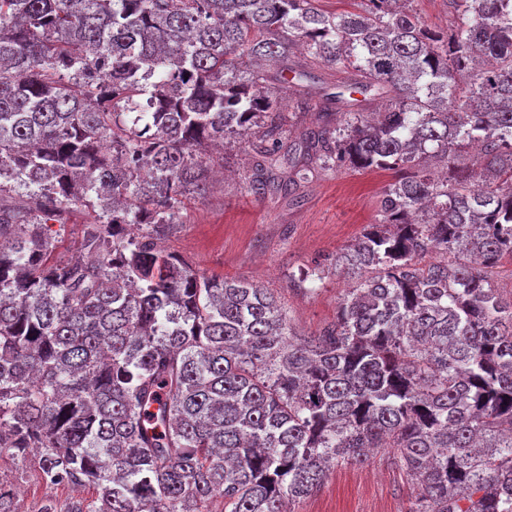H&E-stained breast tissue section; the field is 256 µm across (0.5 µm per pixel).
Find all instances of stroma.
Wrapping results in <instances>:
<instances>
[{"instance_id": "35a3bbf8", "label": "stroma", "mask_w": 512, "mask_h": 512, "mask_svg": "<svg viewBox=\"0 0 512 512\" xmlns=\"http://www.w3.org/2000/svg\"><path fill=\"white\" fill-rule=\"evenodd\" d=\"M314 85L295 79L285 84L284 142L300 130L318 124L322 94L338 92L348 73L321 69ZM311 98L307 110L293 102L300 94ZM218 175L206 195L184 198L179 222L167 235L168 250L188 261L205 276L234 278L270 289L278 296L293 327L313 334L336 315V301L348 280L335 268L336 254L360 237L374 223L388 171H357L346 167L311 175L299 190V203L251 193L254 171L250 148L225 143L209 158ZM320 266L324 278L317 291L291 289L288 279L298 269ZM0 480L17 483L19 512H34L46 495L66 499L69 491L46 489L34 465L19 467L7 453H0ZM411 490L398 471L378 457L359 466L331 469L321 490L294 503L293 512H407Z\"/></svg>"}]
</instances>
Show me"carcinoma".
Masks as SVG:
<instances>
[{
	"mask_svg": "<svg viewBox=\"0 0 512 512\" xmlns=\"http://www.w3.org/2000/svg\"><path fill=\"white\" fill-rule=\"evenodd\" d=\"M316 2L0 0V193L26 189L0 196V453L72 491L35 512H292L375 448L409 512H512V0H448L445 32ZM320 65L354 78L285 151L271 84ZM226 139L263 197L313 162L394 173L310 336L163 246ZM70 204L93 260L52 258Z\"/></svg>",
	"mask_w": 512,
	"mask_h": 512,
	"instance_id": "cac0c4a2",
	"label": "carcinoma"
}]
</instances>
